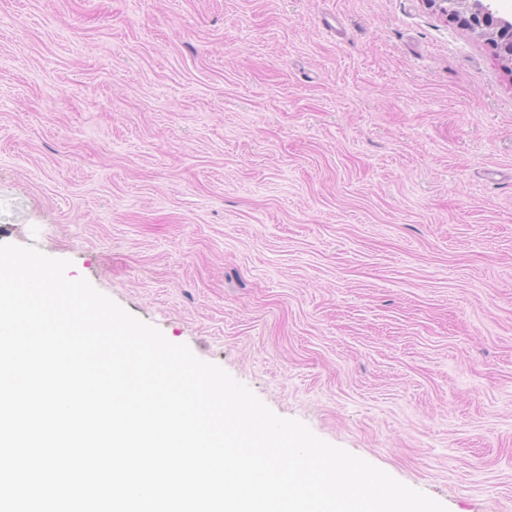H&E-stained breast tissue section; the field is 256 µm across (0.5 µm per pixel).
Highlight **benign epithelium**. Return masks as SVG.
I'll return each mask as SVG.
<instances>
[{"label":"benign epithelium","instance_id":"7a95c632","mask_svg":"<svg viewBox=\"0 0 512 512\" xmlns=\"http://www.w3.org/2000/svg\"><path fill=\"white\" fill-rule=\"evenodd\" d=\"M427 8L446 21L486 37L491 51L512 65V16L500 13L487 0H424Z\"/></svg>","mask_w":512,"mask_h":512}]
</instances>
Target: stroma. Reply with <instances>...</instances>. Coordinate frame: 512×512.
Here are the masks:
<instances>
[{"instance_id": "35a3bbf8", "label": "stroma", "mask_w": 512, "mask_h": 512, "mask_svg": "<svg viewBox=\"0 0 512 512\" xmlns=\"http://www.w3.org/2000/svg\"><path fill=\"white\" fill-rule=\"evenodd\" d=\"M0 244L512 512V71L422 0H0Z\"/></svg>"}]
</instances>
